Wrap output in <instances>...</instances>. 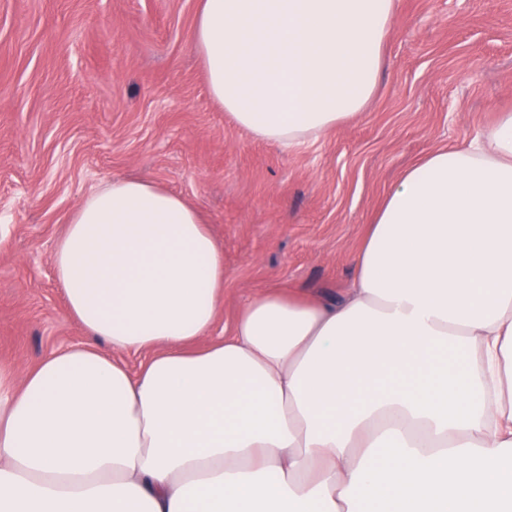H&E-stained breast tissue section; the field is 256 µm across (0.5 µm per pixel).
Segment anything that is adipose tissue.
Instances as JSON below:
<instances>
[{"label": "adipose tissue", "mask_w": 512, "mask_h": 512, "mask_svg": "<svg viewBox=\"0 0 512 512\" xmlns=\"http://www.w3.org/2000/svg\"><path fill=\"white\" fill-rule=\"evenodd\" d=\"M394 10L201 0L193 41L234 124L292 148L365 110ZM53 264L89 341L0 366V512H512V113L403 174L344 297L251 298L218 343L223 250L179 194L113 180Z\"/></svg>", "instance_id": "1"}]
</instances>
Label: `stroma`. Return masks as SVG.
I'll list each match as a JSON object with an SVG mask.
<instances>
[{
    "mask_svg": "<svg viewBox=\"0 0 512 512\" xmlns=\"http://www.w3.org/2000/svg\"><path fill=\"white\" fill-rule=\"evenodd\" d=\"M199 0H0V366L24 379L86 342L54 248L116 178L203 214L224 250L210 339L280 288L341 297L403 172L512 110V0H397L379 88L359 116L293 149L239 129L192 41Z\"/></svg>",
    "mask_w": 512,
    "mask_h": 512,
    "instance_id": "obj_1",
    "label": "stroma"
}]
</instances>
